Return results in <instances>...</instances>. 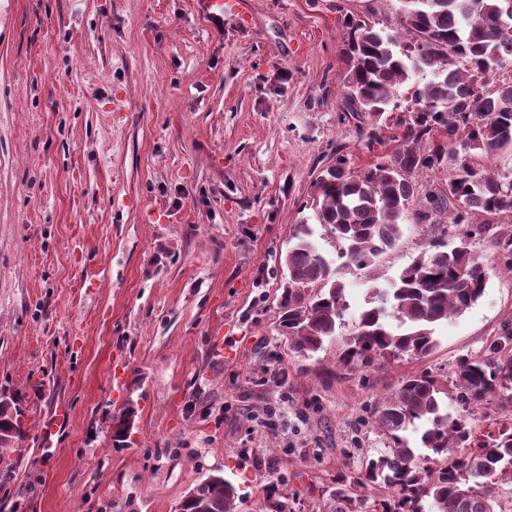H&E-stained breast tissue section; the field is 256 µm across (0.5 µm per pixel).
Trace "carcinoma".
I'll use <instances>...</instances> for the list:
<instances>
[{"label":"carcinoma","instance_id":"carcinoma-1","mask_svg":"<svg viewBox=\"0 0 512 512\" xmlns=\"http://www.w3.org/2000/svg\"><path fill=\"white\" fill-rule=\"evenodd\" d=\"M395 24L345 13L341 93L366 125L364 147L383 144L377 129L398 91L408 86L413 108L388 156L351 170L336 157L314 184L311 207L342 255L370 270L401 236L409 203L424 197L419 220L448 224L471 238L494 220L512 217V168L496 160L512 155V0H399ZM444 169L438 190L420 191L418 172ZM310 224L294 225L288 247V288L279 326L288 349L312 357L337 336L347 309L333 260L313 242ZM493 270L512 274V236L487 259L463 244L423 254L388 288H373L355 330L343 339L334 370H364L391 359L423 358L437 345L435 326L464 313L483 296ZM512 332L485 353L458 360L446 375L423 371L404 377L375 404L374 427L388 448L364 471L336 478L323 512H506L512 504V414L479 424L475 409L512 404ZM458 406L454 414L448 403ZM134 411L115 419L113 445L127 437ZM17 400H0V443L25 440ZM431 424L423 447L404 433ZM233 483L211 475L193 488L186 512H237Z\"/></svg>","mask_w":512,"mask_h":512}]
</instances>
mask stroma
I'll return each instance as SVG.
<instances>
[{
    "mask_svg": "<svg viewBox=\"0 0 512 512\" xmlns=\"http://www.w3.org/2000/svg\"><path fill=\"white\" fill-rule=\"evenodd\" d=\"M340 5L398 7L247 0L248 23L212 24L193 0H0V387L28 431L23 458L0 456V512H175L211 474L243 512L270 482L292 512H321L337 474L385 448L368 421L382 395L512 328V275L494 272L424 359L326 381L339 339L314 360L280 336L283 257L313 183L337 155L374 160L341 98ZM313 241L345 287L347 335L369 288L461 238L408 212L370 271L326 228ZM274 367L282 386L264 380ZM58 401L71 420L48 441Z\"/></svg>",
    "mask_w": 512,
    "mask_h": 512,
    "instance_id": "1",
    "label": "stroma"
}]
</instances>
